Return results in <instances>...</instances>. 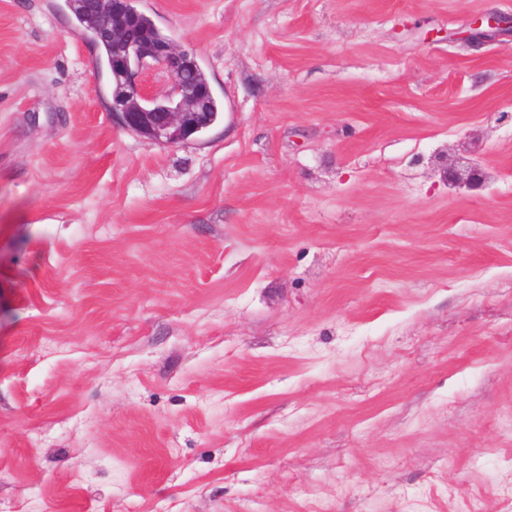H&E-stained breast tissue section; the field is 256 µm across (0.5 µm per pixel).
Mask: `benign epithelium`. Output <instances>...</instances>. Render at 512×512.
Returning a JSON list of instances; mask_svg holds the SVG:
<instances>
[{
	"label": "benign epithelium",
	"mask_w": 512,
	"mask_h": 512,
	"mask_svg": "<svg viewBox=\"0 0 512 512\" xmlns=\"http://www.w3.org/2000/svg\"><path fill=\"white\" fill-rule=\"evenodd\" d=\"M133 0H86L96 36L112 43V71L126 88L112 111L125 128L157 143L175 146L205 130V107L212 95L209 86H197L192 76L199 67L194 56L175 49L171 39L154 30L143 37L134 32L141 13ZM490 35L512 25V18L488 15L475 20Z\"/></svg>",
	"instance_id": "obj_1"
}]
</instances>
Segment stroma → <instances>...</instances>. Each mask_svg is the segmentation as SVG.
Returning a JSON list of instances; mask_svg holds the SVG:
<instances>
[{"label":"stroma","mask_w":512,"mask_h":512,"mask_svg":"<svg viewBox=\"0 0 512 512\" xmlns=\"http://www.w3.org/2000/svg\"><path fill=\"white\" fill-rule=\"evenodd\" d=\"M134 5L186 144L0 0V512H512V0Z\"/></svg>","instance_id":"1"}]
</instances>
